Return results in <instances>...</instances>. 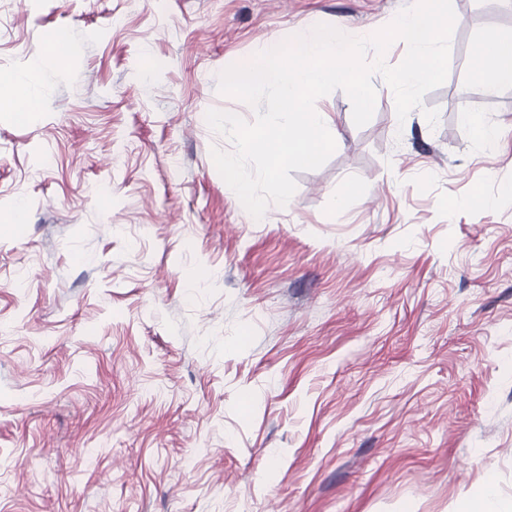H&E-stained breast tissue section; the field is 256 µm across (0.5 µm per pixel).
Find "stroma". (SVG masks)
Masks as SVG:
<instances>
[{
  "instance_id": "35a3bbf8",
  "label": "stroma",
  "mask_w": 512,
  "mask_h": 512,
  "mask_svg": "<svg viewBox=\"0 0 512 512\" xmlns=\"http://www.w3.org/2000/svg\"><path fill=\"white\" fill-rule=\"evenodd\" d=\"M416 0H0V512H512V84L468 52L398 120L374 76L254 219L218 173V76ZM498 131L482 147L462 103ZM439 110L429 124L424 108ZM482 196L494 198L487 209Z\"/></svg>"
}]
</instances>
